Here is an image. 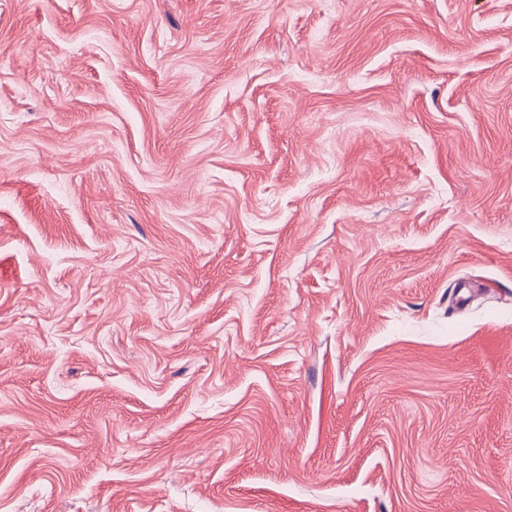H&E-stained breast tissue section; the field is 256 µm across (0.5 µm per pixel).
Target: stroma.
<instances>
[{"label":"stroma","mask_w":512,"mask_h":512,"mask_svg":"<svg viewBox=\"0 0 512 512\" xmlns=\"http://www.w3.org/2000/svg\"><path fill=\"white\" fill-rule=\"evenodd\" d=\"M0 512H512V0H0Z\"/></svg>","instance_id":"1"}]
</instances>
